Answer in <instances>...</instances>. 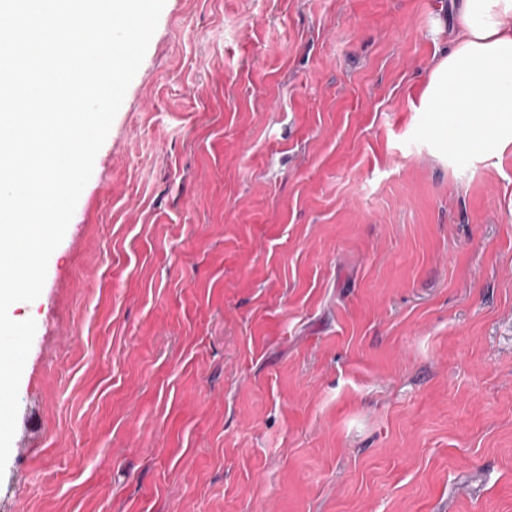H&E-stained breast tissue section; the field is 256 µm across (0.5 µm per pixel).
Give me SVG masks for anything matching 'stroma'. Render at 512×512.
<instances>
[{
  "instance_id": "stroma-1",
  "label": "stroma",
  "mask_w": 512,
  "mask_h": 512,
  "mask_svg": "<svg viewBox=\"0 0 512 512\" xmlns=\"http://www.w3.org/2000/svg\"><path fill=\"white\" fill-rule=\"evenodd\" d=\"M457 0H166L40 296L0 512H512V145ZM464 36L430 74L421 97L424 112L474 113L488 107L489 120L457 124L448 147L482 148L505 121L512 141V0H461Z\"/></svg>"
}]
</instances>
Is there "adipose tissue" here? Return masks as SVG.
<instances>
[{"label":"adipose tissue","mask_w":512,"mask_h":512,"mask_svg":"<svg viewBox=\"0 0 512 512\" xmlns=\"http://www.w3.org/2000/svg\"><path fill=\"white\" fill-rule=\"evenodd\" d=\"M464 35L430 74L425 112L467 114L448 132L457 151L482 148L512 123V0H461Z\"/></svg>","instance_id":"ef3b65f1"}]
</instances>
